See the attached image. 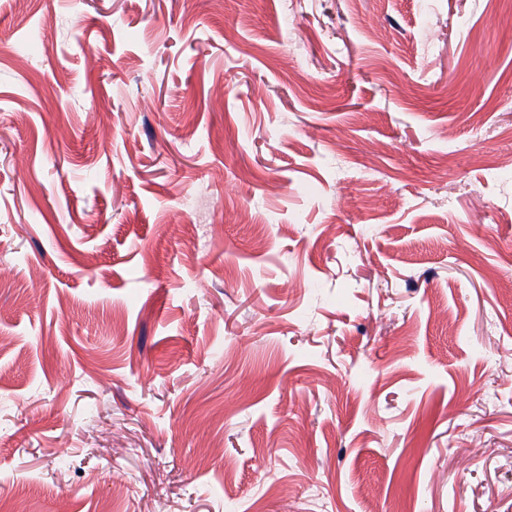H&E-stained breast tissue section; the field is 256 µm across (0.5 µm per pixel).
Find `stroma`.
I'll return each mask as SVG.
<instances>
[{
  "instance_id": "obj_1",
  "label": "stroma",
  "mask_w": 512,
  "mask_h": 512,
  "mask_svg": "<svg viewBox=\"0 0 512 512\" xmlns=\"http://www.w3.org/2000/svg\"><path fill=\"white\" fill-rule=\"evenodd\" d=\"M1 274L0 512H512V0H0Z\"/></svg>"
}]
</instances>
